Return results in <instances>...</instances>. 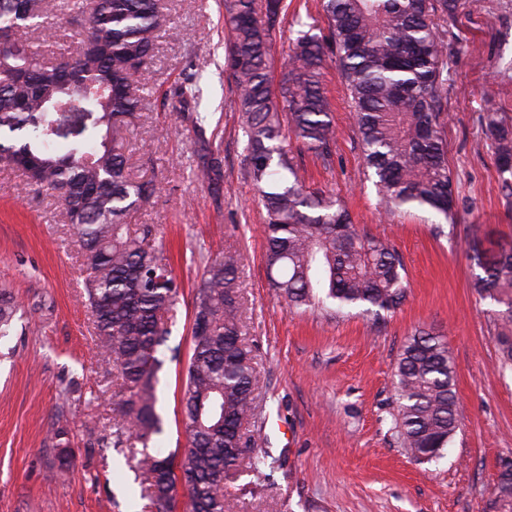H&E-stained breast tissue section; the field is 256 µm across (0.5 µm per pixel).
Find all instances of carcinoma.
Wrapping results in <instances>:
<instances>
[{"mask_svg":"<svg viewBox=\"0 0 512 512\" xmlns=\"http://www.w3.org/2000/svg\"><path fill=\"white\" fill-rule=\"evenodd\" d=\"M283 0H222L225 70L247 138L244 175L265 210L262 234L271 282L290 309L359 310L381 318L406 298L404 263L387 238L353 224L344 202L306 191L288 142L331 166L336 133L323 84L336 57L349 92L367 169L385 212L426 209L454 223L455 189L444 135L448 44L439 21L459 0H320L326 28L296 19L288 68L274 92L268 62ZM60 14L73 26L71 46L47 60L16 33L49 41ZM170 24L153 0H0V164L18 170L25 187L54 197L72 226L82 257L83 303L97 346L119 381L112 394V447L136 455L141 497L174 512L187 490L190 512H225L224 477L249 457L262 473L268 453L250 447L241 427L255 403L253 356L243 341L236 253L200 250L203 278L193 299L192 353L182 390V456L145 450L161 433L158 372L175 321L180 284L164 257L156 224L131 229L132 218L158 193L127 170L122 129L141 105V76ZM73 95L66 96V91ZM197 74L174 84L173 108L197 103ZM197 135V176L223 185L222 161L198 112L185 114ZM482 122L504 186L512 190V127L496 112ZM474 290L495 305L497 342L512 365V246L491 258L475 253ZM18 304L0 289V336L15 325ZM455 366L448 342L418 329L406 338L394 369L399 446L414 462L437 459L459 428ZM61 464L71 447L53 431ZM144 450H137V445ZM495 512H512V462L495 489Z\"/></svg>","mask_w":512,"mask_h":512,"instance_id":"cac0c4a2","label":"carcinoma"}]
</instances>
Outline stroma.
Returning <instances> with one entry per match:
<instances>
[{
    "label": "stroma",
    "mask_w": 512,
    "mask_h": 512,
    "mask_svg": "<svg viewBox=\"0 0 512 512\" xmlns=\"http://www.w3.org/2000/svg\"><path fill=\"white\" fill-rule=\"evenodd\" d=\"M172 27L145 72L140 110L125 136L132 175L159 191L138 224L159 225L182 284L168 345L176 359L159 373L163 432L153 447L183 451L181 385L192 352L191 294L204 267L194 254L242 255V330L258 373L256 408L245 435L272 468L224 481L228 512H493L492 492L512 462V367L502 365L493 305L473 289L471 248L512 244V193L502 187L487 109L512 122V0H462L447 25L448 167L458 208L454 224L411 210L386 217L367 180L353 106L335 62L324 86L336 127L331 168L299 151L307 187L339 196L354 224L393 241L408 295L395 312L337 317L288 310L270 285L261 234L264 212L244 177L246 137L224 71L221 0H166ZM205 82L200 111L224 159V194L195 177L190 122L164 100L189 69ZM76 238L53 197L26 192L0 166V284L18 301L23 328L0 339V512H135L130 463L112 445L114 370L99 353L80 302L84 274ZM445 336L455 364L460 428L441 458L418 464L394 430V365L418 327ZM72 435L60 466L53 428Z\"/></svg>",
    "instance_id": "1"
}]
</instances>
